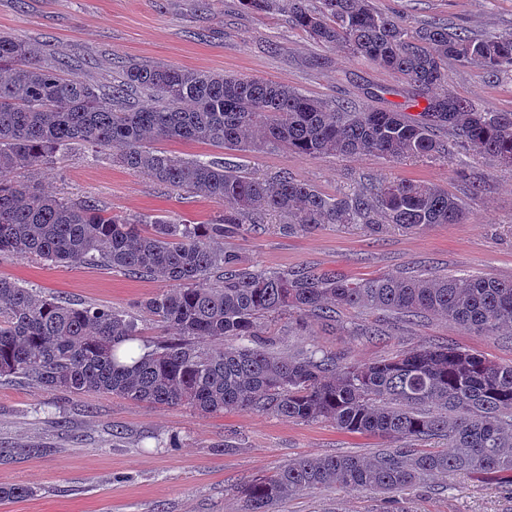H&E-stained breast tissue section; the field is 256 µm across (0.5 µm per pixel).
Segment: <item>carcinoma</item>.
Returning a JSON list of instances; mask_svg holds the SVG:
<instances>
[{"label": "carcinoma", "mask_w": 512, "mask_h": 512, "mask_svg": "<svg viewBox=\"0 0 512 512\" xmlns=\"http://www.w3.org/2000/svg\"><path fill=\"white\" fill-rule=\"evenodd\" d=\"M280 15L316 44L401 75L425 97L417 114L336 105L287 84L257 78L122 62L123 81L100 86L66 76L45 48L0 34V255L58 266L102 263L128 276L178 284L142 304L178 335L132 362L120 347L140 335L137 319L97 305L77 306L0 277V379L44 391L104 393L202 415L252 407L286 420L323 421L393 443L374 455L307 456L243 491L240 512H274L299 491L339 486L377 495L380 512L428 478L465 472L512 495V365L448 345H429L359 365L312 346L288 357L270 350L262 320L336 319L342 308L439 316L480 336H512V281L479 275L351 279L330 272L255 267L225 247L270 215L288 235L325 226L369 234L460 224L469 209L422 181L379 180L327 195L287 172L250 176L238 165L182 156L155 141L202 142L242 152L285 147L313 158L377 154L390 161L448 157L444 131L473 156L512 161V113L466 98L431 95L448 64L512 77V30L487 36L440 21L415 29L374 0H240ZM151 100L134 101L136 91ZM82 144L98 154L118 144L119 162L160 185L225 202L206 224L169 216L105 213L87 199L38 188L47 164ZM27 172L19 180L16 173ZM240 341L237 346L225 340ZM442 439L450 451L414 443ZM33 491L0 486V501Z\"/></svg>", "instance_id": "cac0c4a2"}]
</instances>
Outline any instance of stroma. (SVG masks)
I'll return each instance as SVG.
<instances>
[{"label":"stroma","mask_w":512,"mask_h":512,"mask_svg":"<svg viewBox=\"0 0 512 512\" xmlns=\"http://www.w3.org/2000/svg\"><path fill=\"white\" fill-rule=\"evenodd\" d=\"M378 6L417 27L440 18L475 35L512 30V0H377ZM0 33L47 45L68 63V74L111 85L125 60L261 77L329 101L405 107L412 92L402 77L341 51L320 47L281 17L245 12L239 0H0ZM449 91L481 108L512 111V79L489 80L482 70L448 66ZM164 150L222 158L260 178L286 171L333 195L356 183L410 179L443 187L466 200L461 224L377 235L327 226L286 235L266 224L229 240L257 267L338 271L353 279L378 275L454 274L512 280V168L492 166L460 148L445 160L393 163L376 154L303 158L285 148L238 152L198 142H167ZM76 147L38 176L46 189L89 198L117 215L155 213L202 224L223 203L153 182L118 162L119 148L87 163ZM485 175L470 196L466 175ZM0 277L44 295L97 304L136 315L143 347L164 329L140 311L167 281L133 278L101 265L62 267L38 259L0 256ZM376 326L382 337L351 335ZM278 352L318 345L351 363H370L411 349L447 344L512 364V336H477L437 317L418 321L366 309L341 310L337 323L308 319L266 322ZM178 447H167L170 436ZM385 440L337 430L327 422H294L238 408L204 416L182 406H148L113 395L45 392L15 379L0 383V486L31 487L33 496L0 502V512H239L241 492L303 456H371ZM410 512H512V499L494 480L465 473L431 478L409 495ZM373 494L339 487L300 492L277 512H377Z\"/></svg>","instance_id":"stroma-1"}]
</instances>
